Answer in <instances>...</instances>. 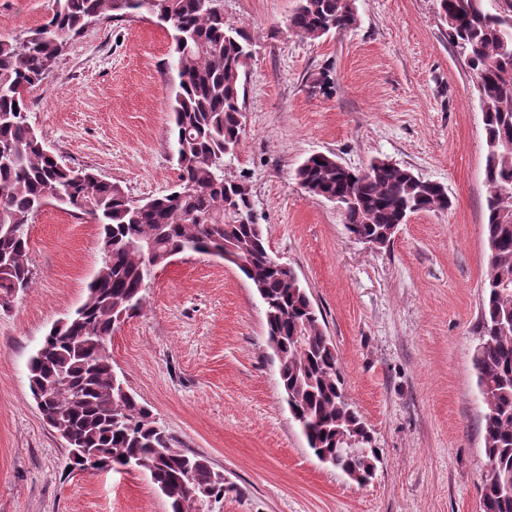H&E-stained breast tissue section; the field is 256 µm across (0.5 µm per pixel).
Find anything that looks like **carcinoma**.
<instances>
[{
  "mask_svg": "<svg viewBox=\"0 0 512 512\" xmlns=\"http://www.w3.org/2000/svg\"><path fill=\"white\" fill-rule=\"evenodd\" d=\"M454 47L464 52L485 114L488 268L480 343L473 354L483 416L486 471L482 512H512V0H435ZM145 10L172 32L176 75L172 156L178 183L146 201L88 168L69 167L47 150L29 122L28 94L52 72L69 41L93 23ZM357 24L354 0H298L288 29L303 38L339 34ZM252 42L224 23L221 0H54L46 20L20 39L0 40V299L31 283L28 225L51 203L78 209L98 224L102 266L89 283L77 320L52 328L31 356L32 395L43 413L85 450L82 469L133 466L150 475L170 512H192L193 498H219L224 475L205 456L179 445L151 413L113 380L109 343L119 315L143 304L150 246L155 266L187 252L218 256L251 281L266 307L267 339L278 348L280 385L308 447L359 485L374 472L370 429L348 402L333 341L293 269L269 253L252 199L225 176L241 140L242 74ZM296 179L308 193L344 207L351 233L391 243L409 216L451 205L439 184L376 160L365 172L336 166L332 154L310 155ZM345 438L368 452L353 455Z\"/></svg>",
  "mask_w": 512,
  "mask_h": 512,
  "instance_id": "1",
  "label": "carcinoma"
}]
</instances>
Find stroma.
Instances as JSON below:
<instances>
[{
	"mask_svg": "<svg viewBox=\"0 0 512 512\" xmlns=\"http://www.w3.org/2000/svg\"><path fill=\"white\" fill-rule=\"evenodd\" d=\"M298 0H223L252 39L240 147L225 174L249 188L270 253L306 288L336 346L346 394L380 461L352 482L317 460L282 396L264 305L239 269L195 252L156 268L142 310L115 328L112 365L230 490L203 512H481L482 112L435 0H355L357 25L292 34ZM53 0H0V40L42 23ZM169 33L148 13L87 27L30 93L31 124L63 162L135 199L172 187ZM364 169L377 159L441 183L445 211L412 215L390 245L354 238L336 204L295 171L310 154ZM32 283L0 305V512H168L148 475L69 469L43 420L28 362L77 308L101 266L99 229L45 207L28 226Z\"/></svg>",
	"mask_w": 512,
	"mask_h": 512,
	"instance_id": "1",
	"label": "stroma"
}]
</instances>
